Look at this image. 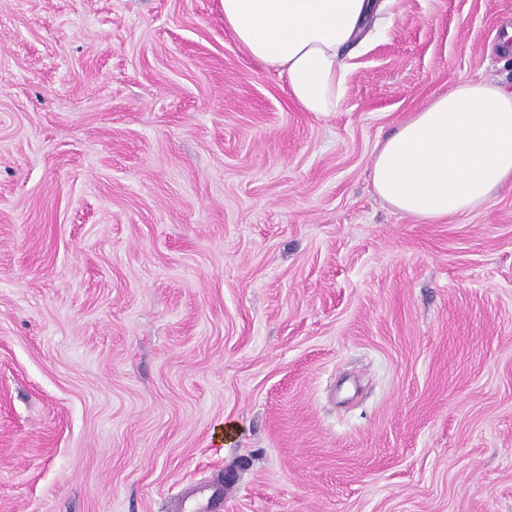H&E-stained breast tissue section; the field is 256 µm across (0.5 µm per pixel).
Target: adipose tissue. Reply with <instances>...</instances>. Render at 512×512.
<instances>
[{"label": "adipose tissue", "instance_id": "adipose-tissue-1", "mask_svg": "<svg viewBox=\"0 0 512 512\" xmlns=\"http://www.w3.org/2000/svg\"><path fill=\"white\" fill-rule=\"evenodd\" d=\"M224 26L255 60L285 75L292 102L324 117L347 89L344 48L386 0H221ZM372 181L396 211L424 223L485 207L512 185V90L462 79L377 147Z\"/></svg>", "mask_w": 512, "mask_h": 512}]
</instances>
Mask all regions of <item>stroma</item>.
<instances>
[{"label":"stroma","instance_id":"35a3bbf8","mask_svg":"<svg viewBox=\"0 0 512 512\" xmlns=\"http://www.w3.org/2000/svg\"><path fill=\"white\" fill-rule=\"evenodd\" d=\"M392 11L319 118L221 0H0V512H512V187L370 178L512 0Z\"/></svg>","mask_w":512,"mask_h":512}]
</instances>
